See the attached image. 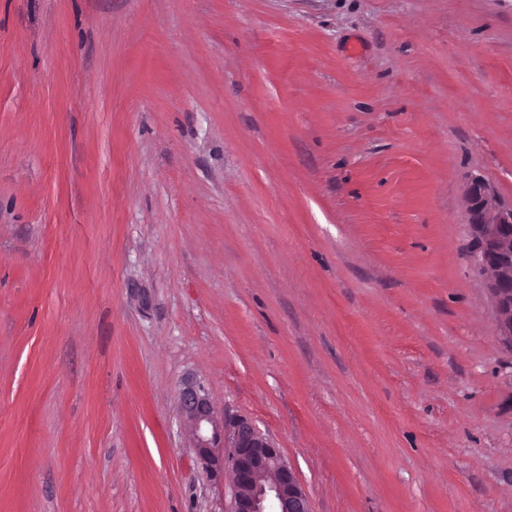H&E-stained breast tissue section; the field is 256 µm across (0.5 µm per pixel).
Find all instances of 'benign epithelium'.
I'll list each match as a JSON object with an SVG mask.
<instances>
[{"instance_id": "1", "label": "benign epithelium", "mask_w": 512, "mask_h": 512, "mask_svg": "<svg viewBox=\"0 0 512 512\" xmlns=\"http://www.w3.org/2000/svg\"><path fill=\"white\" fill-rule=\"evenodd\" d=\"M470 261L491 299L499 342L512 349V203L475 175L466 189ZM179 414L197 466L214 482L233 475L225 512H312L295 470L249 419L218 413L201 385L185 387Z\"/></svg>"}]
</instances>
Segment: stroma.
Masks as SVG:
<instances>
[{"label":"stroma","mask_w":512,"mask_h":512,"mask_svg":"<svg viewBox=\"0 0 512 512\" xmlns=\"http://www.w3.org/2000/svg\"><path fill=\"white\" fill-rule=\"evenodd\" d=\"M512 0H0V512H224L177 412L312 512H512ZM466 198L471 266L491 299L498 340L512 351V203L481 175L469 180ZM179 414L206 477L224 483V470L233 475L225 512H312L295 470L251 420L219 414L200 384L183 389Z\"/></svg>","instance_id":"35a3bbf8"}]
</instances>
